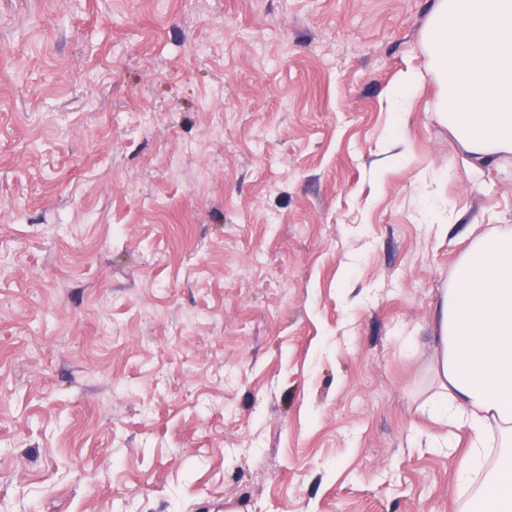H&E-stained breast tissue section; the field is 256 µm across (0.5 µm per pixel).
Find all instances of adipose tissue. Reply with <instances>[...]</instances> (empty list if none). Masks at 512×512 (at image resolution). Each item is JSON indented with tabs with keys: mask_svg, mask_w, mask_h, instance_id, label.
Returning a JSON list of instances; mask_svg holds the SVG:
<instances>
[{
	"mask_svg": "<svg viewBox=\"0 0 512 512\" xmlns=\"http://www.w3.org/2000/svg\"><path fill=\"white\" fill-rule=\"evenodd\" d=\"M421 44L438 87L432 120L473 169L512 162V0H434ZM434 341L430 412L471 435L458 495L512 512V226L462 253Z\"/></svg>",
	"mask_w": 512,
	"mask_h": 512,
	"instance_id": "ef3b65f1",
	"label": "adipose tissue"
}]
</instances>
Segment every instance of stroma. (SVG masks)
<instances>
[{
  "instance_id": "obj_1",
  "label": "stroma",
  "mask_w": 512,
  "mask_h": 512,
  "mask_svg": "<svg viewBox=\"0 0 512 512\" xmlns=\"http://www.w3.org/2000/svg\"><path fill=\"white\" fill-rule=\"evenodd\" d=\"M432 2L0 0V512H458ZM421 78V73L416 70H409L400 76L391 91V99L397 106L395 112H402L399 106L409 102L416 94Z\"/></svg>"
}]
</instances>
